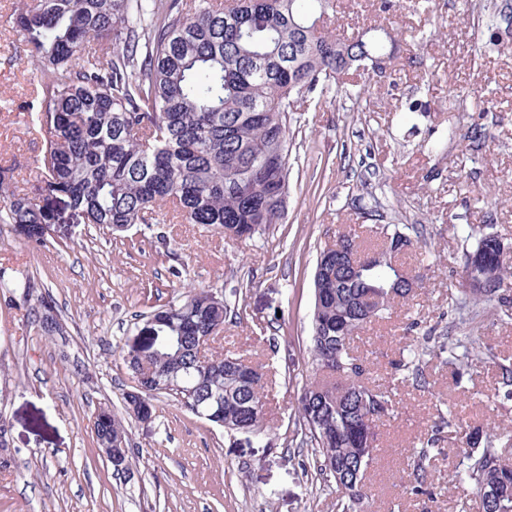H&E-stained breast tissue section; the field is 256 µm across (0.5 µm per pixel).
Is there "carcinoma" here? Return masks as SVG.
Masks as SVG:
<instances>
[{
    "mask_svg": "<svg viewBox=\"0 0 512 512\" xmlns=\"http://www.w3.org/2000/svg\"><path fill=\"white\" fill-rule=\"evenodd\" d=\"M334 0H22L13 24L25 37L40 105L44 152L40 176L47 199L83 223L120 237L165 208L177 224L213 226L250 239L280 219L288 193L292 113L317 89L358 86L390 56L392 36L369 23L351 34L330 31ZM489 43L512 29V10L487 15ZM112 47L100 60L96 46ZM14 171L0 167V224H17L28 241L45 244L61 219L41 201L10 189ZM367 247L350 233L320 253L313 274L309 352L314 376L294 412L300 446L312 448L316 474L341 492L342 512H358L377 450V424L394 416V390L422 371L403 357L389 381L360 378L369 361L353 353L354 335L387 319L408 296L412 276L399 255L412 245L398 225L382 228ZM474 240L463 269L471 287L459 308L494 301L512 318V299L498 294L507 266L492 231ZM231 311L224 298L190 289L152 311L139 340L123 354L152 386L124 397L136 417L152 416L160 394L227 432L263 427L264 374L244 356L208 352ZM44 336L66 325L51 296L32 314ZM99 448L112 449L115 473L130 471L123 422L107 406L91 420ZM459 449L456 473L472 483L473 512H512V462L501 434L467 430L453 414L409 450L420 492L438 441Z\"/></svg>",
    "mask_w": 512,
    "mask_h": 512,
    "instance_id": "obj_1",
    "label": "carcinoma"
}]
</instances>
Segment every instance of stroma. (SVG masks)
<instances>
[{"label": "stroma", "instance_id": "1", "mask_svg": "<svg viewBox=\"0 0 512 512\" xmlns=\"http://www.w3.org/2000/svg\"><path fill=\"white\" fill-rule=\"evenodd\" d=\"M475 2L399 0L384 13L379 0H336L337 29L392 23L399 46L360 96L332 87L304 103L288 139L285 216L253 239L156 221L116 239L67 217L59 222L67 245L38 247L0 224V512H336L335 488L304 468L311 451L293 440L294 405L311 373L313 271L338 230L379 224L411 228L414 246L401 261L424 284L391 322L355 337L372 377L385 378L428 328L442 337L470 331L476 345L466 366L430 354L424 384H399L366 490L374 512H464L473 487L459 481L451 444L434 452L425 494L397 484L409 470L407 448L439 411L475 430L512 432V399L497 395L500 367L512 365V321L485 301L462 326L449 305L461 289L466 230L492 226L512 248V35L490 45L473 22ZM19 4L0 0V166L14 168L15 191L41 199L33 82L23 37L6 22ZM463 93L481 95L484 111L460 108ZM28 274L39 288L26 297L10 289ZM190 285L235 308L212 350L247 351L274 377L262 431L225 432L167 395L151 418L125 413L132 379L120 350L145 315ZM45 292L67 338L30 324ZM413 320L420 330L404 333ZM103 405L125 419L130 477L114 473L90 429Z\"/></svg>", "mask_w": 512, "mask_h": 512}]
</instances>
